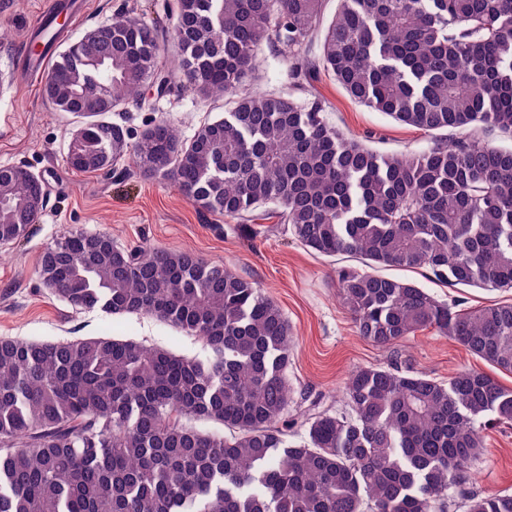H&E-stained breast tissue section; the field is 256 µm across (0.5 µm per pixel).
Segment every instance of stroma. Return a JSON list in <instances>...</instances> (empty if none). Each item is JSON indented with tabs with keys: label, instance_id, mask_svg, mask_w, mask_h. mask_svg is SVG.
I'll return each mask as SVG.
<instances>
[{
	"label": "stroma",
	"instance_id": "1",
	"mask_svg": "<svg viewBox=\"0 0 512 512\" xmlns=\"http://www.w3.org/2000/svg\"><path fill=\"white\" fill-rule=\"evenodd\" d=\"M43 0H0V165H23L46 182L47 204L39 223L20 241L0 246V337L58 341L94 336L131 339L191 358L204 359L208 348L195 337L147 315H112L101 310H73L43 288L37 276L42 251L69 231L105 233L123 247L143 243L190 251L220 262L255 282L285 313L296 338L288 365L295 405L320 399L323 407H346L343 385L359 366H386L401 360L414 371L447 380L458 370H486L487 365L453 339L426 329L398 346H379L359 336L336 288L339 270L357 267L345 255L324 257L302 246L287 225L257 220L251 230L240 221L198 211L167 180L148 178L124 160L111 173H81L66 160L67 146L79 118L56 111L42 86L25 80L17 67L25 32ZM170 0H90L87 13L68 27L57 51H65L94 27L112 17L158 18L169 23ZM255 87L286 91L299 98H319L330 124L381 152H419L431 138L399 125L384 114L352 102L331 75L292 79L259 50ZM223 101L205 100L179 87L147 97L109 114L111 122L138 139L152 119L165 117L192 136L204 122L221 118ZM381 275L407 279L462 309L480 308L512 292L486 288H451L423 270L384 267ZM482 453L469 465V477L448 498L447 512H465L468 496L512 494V426L486 425Z\"/></svg>",
	"mask_w": 512,
	"mask_h": 512
}]
</instances>
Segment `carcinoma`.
<instances>
[{"mask_svg": "<svg viewBox=\"0 0 512 512\" xmlns=\"http://www.w3.org/2000/svg\"><path fill=\"white\" fill-rule=\"evenodd\" d=\"M175 0L165 30L119 15L58 56L43 95L83 119L82 172L135 159L202 212L275 218L304 247L357 255L337 272L359 334L394 346L432 328L512 373V302L457 310L380 266L451 287L512 289V0ZM266 45L296 76L331 74L354 102L434 135L419 153L350 138L318 100L243 92ZM179 75L224 116L188 139L161 118L129 143L104 117ZM25 167H0V245L45 207ZM44 288L79 310L145 314L200 339L205 360L111 336L0 337V512H445L483 448L512 422V389L476 369L448 382L362 366L350 412L313 401L288 418L294 336L281 308L221 263L107 234L69 232L42 252ZM466 512H512L472 495Z\"/></svg>", "mask_w": 512, "mask_h": 512, "instance_id": "1", "label": "carcinoma"}]
</instances>
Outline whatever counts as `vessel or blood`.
<instances>
[{"label":"vessel or blood","mask_w":512,"mask_h":512,"mask_svg":"<svg viewBox=\"0 0 512 512\" xmlns=\"http://www.w3.org/2000/svg\"><path fill=\"white\" fill-rule=\"evenodd\" d=\"M88 0H47L29 27V46L23 49L18 65L27 80L35 81L45 72L53 58L52 51L42 50L40 44L45 33H52L54 39H61L64 27H52L54 18L65 17L67 21H75L88 10Z\"/></svg>","instance_id":"b4317fda"}]
</instances>
